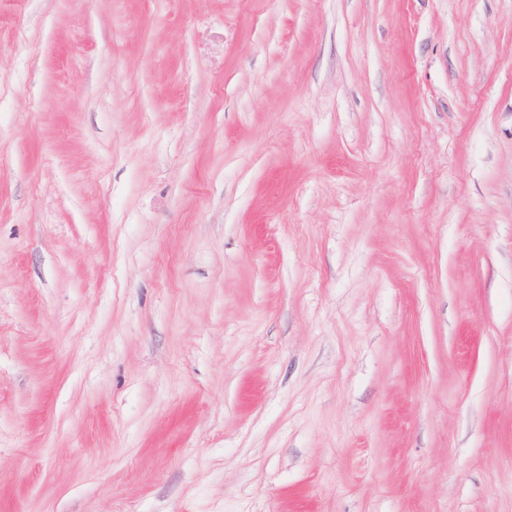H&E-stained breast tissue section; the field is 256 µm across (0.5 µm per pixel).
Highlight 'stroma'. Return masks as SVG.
<instances>
[{"label":"stroma","instance_id":"obj_1","mask_svg":"<svg viewBox=\"0 0 512 512\" xmlns=\"http://www.w3.org/2000/svg\"><path fill=\"white\" fill-rule=\"evenodd\" d=\"M0 512H512V0H0Z\"/></svg>","mask_w":512,"mask_h":512}]
</instances>
